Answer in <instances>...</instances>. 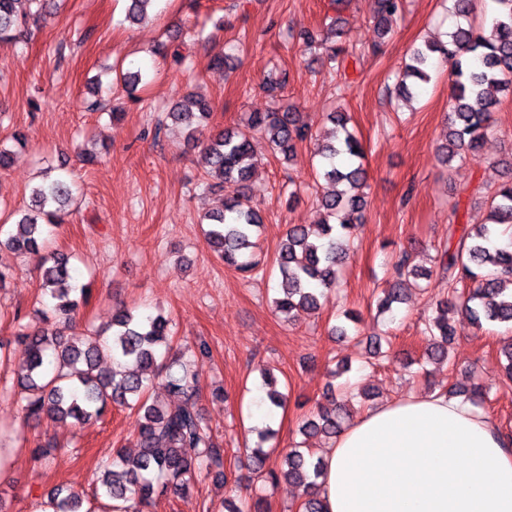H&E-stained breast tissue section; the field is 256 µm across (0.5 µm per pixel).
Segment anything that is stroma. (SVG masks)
Instances as JSON below:
<instances>
[{"label":"stroma","instance_id":"1","mask_svg":"<svg viewBox=\"0 0 512 512\" xmlns=\"http://www.w3.org/2000/svg\"><path fill=\"white\" fill-rule=\"evenodd\" d=\"M447 7V0H404L392 37L379 46L374 0H160L134 26L124 20L126 0H65L27 40L0 41V146L13 151L10 165L0 169V223L27 207L39 171L65 163L76 202L48 247L74 255L81 282L91 285L77 329L108 325L124 306L169 318L174 346L208 348L195 358L197 404L224 450L226 481L201 476L187 494L158 500L149 512H214L232 492L264 498L265 512H298V488L266 486L248 468L246 451L256 445L245 426L249 400L267 369L292 396L274 428L280 449L300 441L303 421L323 402L329 372L342 359L351 362L357 385L379 402L475 370L489 390L484 411L512 432V386L503 384L500 372L501 339L512 326L466 327L444 365L425 362L422 329L433 301L448 294L447 280L433 273L408 280V303L391 314L376 309L393 252L408 250L414 264L432 272L448 245L449 221L483 223L486 194L511 176L512 95H501L481 147L447 164L436 158L448 131L447 66L436 65L416 100L390 95L413 47L454 27ZM332 17L341 19L343 48L354 59L344 78L301 39L305 32L326 37ZM176 31L189 53L180 65L153 52ZM219 54L227 66H212ZM115 63L142 70L136 91L94 89L97 75ZM277 68L288 72L284 100L311 125L312 140L299 144L290 161L264 153L247 184L228 181L223 190H206L199 151L181 127L166 121V112L199 91L214 104L207 131L241 124L249 113L274 110L260 84ZM94 93L121 108L119 121L87 109ZM335 110L348 113L364 149V218L323 307L286 322L273 309L268 270L289 225L322 219L315 142L331 134L326 115ZM243 192L264 217L255 251L263 270L248 281L214 259L199 223L201 214ZM37 266L33 255L17 260L0 288V341L10 345L9 361L0 364V446L8 456L0 495L9 512H36L58 485L92 497L110 450L137 452L133 411L116 406L82 428L46 417L29 422L10 394L27 357L13 337L20 326H38V311L49 302ZM347 309L359 313L358 323L345 324ZM343 324L347 336L334 335ZM385 331L392 336V356L366 365L364 340ZM219 387L220 399L213 395ZM40 437L59 445L46 464L31 455Z\"/></svg>","mask_w":512,"mask_h":512}]
</instances>
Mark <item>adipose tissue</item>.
I'll return each instance as SVG.
<instances>
[{"label": "adipose tissue", "instance_id": "obj_1", "mask_svg": "<svg viewBox=\"0 0 512 512\" xmlns=\"http://www.w3.org/2000/svg\"><path fill=\"white\" fill-rule=\"evenodd\" d=\"M324 512H512V436L440 390L359 413L322 458Z\"/></svg>", "mask_w": 512, "mask_h": 512}]
</instances>
